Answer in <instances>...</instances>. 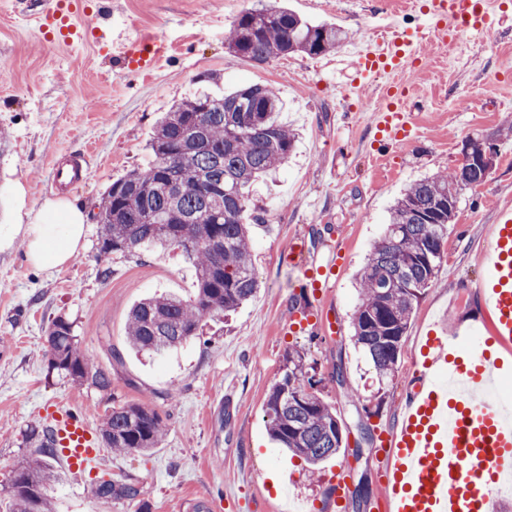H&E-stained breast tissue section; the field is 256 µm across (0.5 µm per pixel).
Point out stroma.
Instances as JSON below:
<instances>
[{
	"label": "stroma",
	"instance_id": "stroma-1",
	"mask_svg": "<svg viewBox=\"0 0 512 512\" xmlns=\"http://www.w3.org/2000/svg\"><path fill=\"white\" fill-rule=\"evenodd\" d=\"M427 2L407 9L385 0L378 12L374 0H277L306 20L340 27L348 40L329 54L256 64L229 52L224 38L258 0H83L95 20L69 43L40 29L55 0H35L29 8L0 0V131L8 136L0 154V231L40 213L59 221L51 205L61 200L89 211L109 183L150 162L147 144L158 115L195 91L204 75H217L228 92L271 86L284 103L283 123L300 133L277 179L251 189L264 217L252 227L255 296L162 358L130 350L127 318L147 296L193 294L194 269L179 251L101 255L99 226L90 219L78 255L64 265L34 266L19 239L0 251V512H8L16 470L35 452L27 432L64 403L78 406L94 429L112 408L144 403L168 430L145 455L101 448L91 472L51 459L55 480L47 493L54 512H305L313 503L325 510L339 465L350 483L368 477L365 512H387L371 461L375 445L358 444L357 428L374 433L396 425L413 369L410 351L431 328L448 324L489 336L475 286L493 251L490 226L500 209L512 208V136L503 132L512 123V0H491L498 23L485 36L464 33L447 45L425 39L418 67L400 77L415 103L412 120L395 150H381L377 124L390 77L364 75L353 45L386 37L393 25H422ZM135 37L167 47L150 73L125 70L115 55L116 45ZM475 136L495 146V166L461 196L437 281L418 303L395 376L375 396L368 365L351 341L356 275L395 199L411 183L457 167L463 142ZM57 160L81 162L84 181L49 191ZM297 236L309 238L308 258L320 265L332 244L344 250L323 290L338 323L333 338L283 327L297 273L278 255ZM58 315L73 322L82 351L110 372L109 389L49 371L45 329ZM296 350L349 430L346 450L313 476L271 440L265 417L270 389ZM339 370L363 386L360 406L349 405L333 382ZM101 478L137 483L140 494L99 498L94 487Z\"/></svg>",
	"mask_w": 512,
	"mask_h": 512
}]
</instances>
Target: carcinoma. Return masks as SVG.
Listing matches in <instances>:
<instances>
[{"label":"carcinoma","instance_id":"cac0c4a2","mask_svg":"<svg viewBox=\"0 0 512 512\" xmlns=\"http://www.w3.org/2000/svg\"><path fill=\"white\" fill-rule=\"evenodd\" d=\"M344 30L311 24L286 7L268 5L241 13L227 49L263 63L294 53L318 56L339 48ZM283 103L270 87L251 84L228 94L198 90L173 104L157 122L150 143L153 160L127 172L91 205L100 225V253L134 254L143 248L179 250L195 268L197 288L183 297L164 293L135 304L128 316L130 349L163 355L200 335L207 320L236 310L258 290L248 221L249 188L288 163L296 133L279 119ZM489 173L474 163L465 182L438 173L407 187L390 209L386 230L359 274V301L351 316L352 341L372 365L378 384L391 379L402 356L415 305L430 288L443 259L460 192L483 184ZM49 368L101 390L111 373L79 345L74 325L58 315L46 329ZM305 356L288 353L280 379L266 400L272 440L316 467L339 454L346 441L336 408L318 393ZM166 428L153 408L132 403L106 415L100 436L107 448L147 453ZM26 440L39 454L22 466L29 480L12 486L10 512H52L46 487L55 442L48 426L30 428ZM95 494L136 498L133 483L103 480Z\"/></svg>","mask_w":512,"mask_h":512}]
</instances>
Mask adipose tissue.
Returning a JSON list of instances; mask_svg holds the SVG:
<instances>
[{
    "label": "adipose tissue",
    "mask_w": 512,
    "mask_h": 512,
    "mask_svg": "<svg viewBox=\"0 0 512 512\" xmlns=\"http://www.w3.org/2000/svg\"><path fill=\"white\" fill-rule=\"evenodd\" d=\"M62 220L57 224L45 223L36 218L34 223L23 226L30 261L40 267L59 266L74 258L84 233V219L81 210L71 204L60 202L56 205Z\"/></svg>",
    "instance_id": "1"
}]
</instances>
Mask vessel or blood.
<instances>
[{
	"label": "vessel or blood",
	"instance_id": "b4317fda",
	"mask_svg": "<svg viewBox=\"0 0 512 512\" xmlns=\"http://www.w3.org/2000/svg\"><path fill=\"white\" fill-rule=\"evenodd\" d=\"M430 12L439 37L494 28L487 0H430ZM412 45V37L396 35L386 42H361L356 55L366 71L381 64L404 72L418 60ZM165 51L163 43L135 39L123 45L120 57L129 69L145 73L157 66ZM386 96L381 130L392 138L406 128L411 98L407 88L396 83L388 85ZM492 233L486 302L494 315V336L512 339L511 210L500 213ZM305 255L299 241L286 254L289 263L300 267L297 285L321 288L320 270L305 262ZM291 319L322 335L336 333L334 311L318 305L293 309ZM500 369V364L475 349L470 337L454 330L431 332L402 424L376 455L388 472L382 498L389 512H490L499 476L512 472V414L485 398ZM52 430L69 468L96 467L98 450L82 412L71 406L60 408Z\"/></svg>",
	"mask_w": 512,
	"mask_h": 512
}]
</instances>
